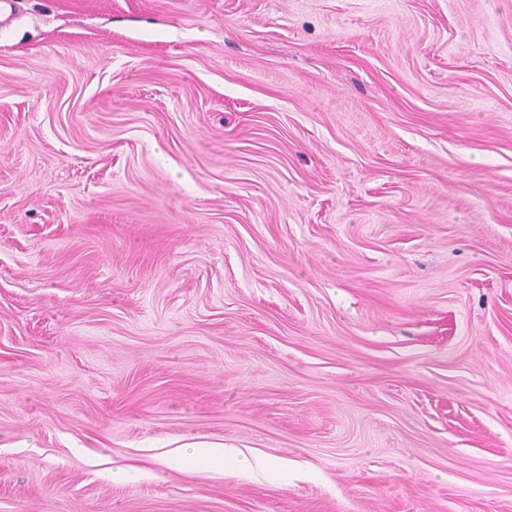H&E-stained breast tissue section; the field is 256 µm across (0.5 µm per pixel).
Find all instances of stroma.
<instances>
[{
  "label": "stroma",
  "mask_w": 512,
  "mask_h": 512,
  "mask_svg": "<svg viewBox=\"0 0 512 512\" xmlns=\"http://www.w3.org/2000/svg\"><path fill=\"white\" fill-rule=\"evenodd\" d=\"M15 2L0 512H512V0ZM180 448H186L181 458L182 463L185 465H189L197 456L217 459L223 462L224 457H226V448H224V443L220 442L190 441L180 446Z\"/></svg>",
  "instance_id": "35a3bbf8"
}]
</instances>
